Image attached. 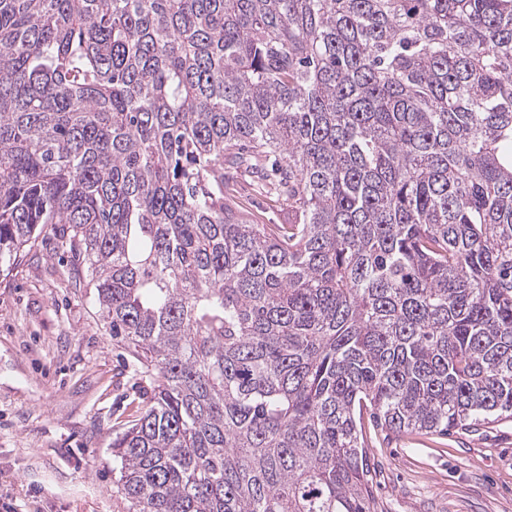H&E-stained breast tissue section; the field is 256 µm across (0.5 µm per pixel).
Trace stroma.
I'll use <instances>...</instances> for the list:
<instances>
[{"instance_id":"35a3bbf8","label":"stroma","mask_w":512,"mask_h":512,"mask_svg":"<svg viewBox=\"0 0 512 512\" xmlns=\"http://www.w3.org/2000/svg\"><path fill=\"white\" fill-rule=\"evenodd\" d=\"M233 183L253 223H287L275 190L242 171ZM149 394L44 227L0 275V512H127L110 444ZM366 432L374 512H512V420L480 434Z\"/></svg>"}]
</instances>
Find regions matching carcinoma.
<instances>
[{
  "instance_id": "1",
  "label": "carcinoma",
  "mask_w": 512,
  "mask_h": 512,
  "mask_svg": "<svg viewBox=\"0 0 512 512\" xmlns=\"http://www.w3.org/2000/svg\"><path fill=\"white\" fill-rule=\"evenodd\" d=\"M45 224L154 381L128 512H372L364 414L512 418V0H0L1 273ZM236 195L242 206L250 212L254 224H286L288 223V207L284 197H277V192L268 186L260 189L245 172L234 175ZM268 191V192H267Z\"/></svg>"
}]
</instances>
